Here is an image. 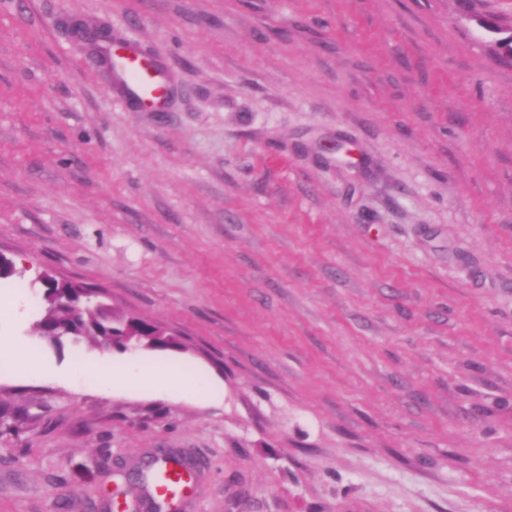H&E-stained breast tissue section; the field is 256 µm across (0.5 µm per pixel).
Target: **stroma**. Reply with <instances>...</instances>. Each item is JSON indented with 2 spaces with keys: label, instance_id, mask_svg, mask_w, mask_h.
I'll return each instance as SVG.
<instances>
[{
  "label": "stroma",
  "instance_id": "1",
  "mask_svg": "<svg viewBox=\"0 0 512 512\" xmlns=\"http://www.w3.org/2000/svg\"><path fill=\"white\" fill-rule=\"evenodd\" d=\"M512 0H0V512H512ZM167 67L131 111L75 26ZM179 349L37 333L44 273ZM152 363L198 395L104 391ZM91 373L98 382L109 390L123 389L130 386L137 388H154L165 386L169 391L180 395H198L200 387L192 379L182 377H170L161 381L157 372L141 364H127L121 368L101 365L92 368H82L80 375Z\"/></svg>",
  "mask_w": 512,
  "mask_h": 512
}]
</instances>
